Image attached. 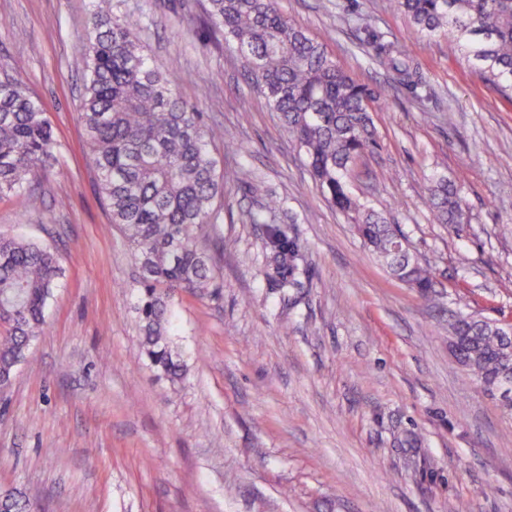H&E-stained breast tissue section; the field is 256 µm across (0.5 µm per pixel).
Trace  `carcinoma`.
Here are the masks:
<instances>
[{"instance_id":"obj_1","label":"carcinoma","mask_w":512,"mask_h":512,"mask_svg":"<svg viewBox=\"0 0 512 512\" xmlns=\"http://www.w3.org/2000/svg\"><path fill=\"white\" fill-rule=\"evenodd\" d=\"M213 37L234 46L260 93L278 113L295 148L328 201L353 224L395 279L429 297L432 268L401 254L400 230L347 188L358 160L378 147L372 113L381 92L358 82L323 45L281 12L278 0H208ZM412 28L444 35L490 88L512 93V0H395ZM140 20L117 16L112 0H91L84 33V93L80 120L97 171L99 194L111 223L127 239L141 268L143 345L154 365L177 378L167 336L168 301L176 291L203 295L216 287L202 245L217 224L215 203L238 173L220 165L216 132L176 93V80L139 40ZM397 81L412 85L416 67L404 51L389 57ZM0 78V198L30 196L57 161L58 142L44 101L29 91L15 61ZM427 206L439 224H462L463 201L445 176L431 180ZM281 208L270 196L248 214L266 224ZM269 243L277 287L296 288L299 246L275 227ZM61 268L48 245L0 234V386L24 360L45 324ZM458 360L467 374L490 387L512 372V333L470 313L450 324ZM3 512H31L23 495L0 492Z\"/></svg>"}]
</instances>
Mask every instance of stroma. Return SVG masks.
Here are the masks:
<instances>
[{
  "label": "stroma",
  "mask_w": 512,
  "mask_h": 512,
  "mask_svg": "<svg viewBox=\"0 0 512 512\" xmlns=\"http://www.w3.org/2000/svg\"><path fill=\"white\" fill-rule=\"evenodd\" d=\"M356 80L384 93L380 148L350 191L390 218L436 276L432 298L394 279L327 202L245 62L205 39V0H115L177 92L224 131L243 170L205 246L210 293L176 294L171 381L141 345L139 266L97 194L78 112L90 0H0V65L47 104L60 144L32 203L0 200V232L51 246L64 275L46 324L0 390V487L39 512H512V412L448 346L452 313L512 322V101L414 31L393 0H278ZM404 46L427 88L397 85L369 40ZM484 158L468 165L469 155ZM444 175L469 221L439 224L425 193ZM281 201L299 287L267 277Z\"/></svg>",
  "instance_id": "stroma-1"
}]
</instances>
